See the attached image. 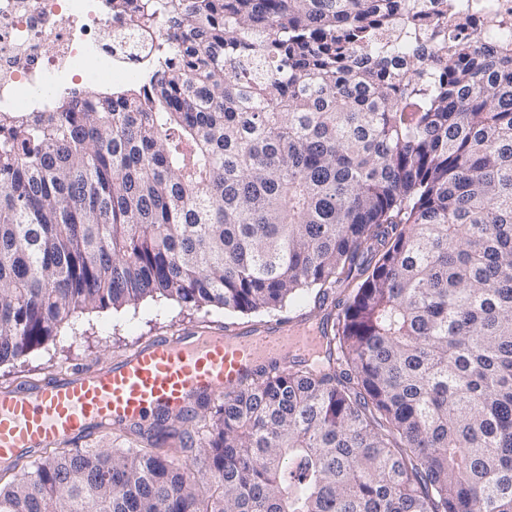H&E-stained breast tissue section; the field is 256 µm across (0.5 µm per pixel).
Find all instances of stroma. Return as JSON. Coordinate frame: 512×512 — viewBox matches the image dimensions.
I'll return each mask as SVG.
<instances>
[{"label": "stroma", "instance_id": "obj_1", "mask_svg": "<svg viewBox=\"0 0 512 512\" xmlns=\"http://www.w3.org/2000/svg\"><path fill=\"white\" fill-rule=\"evenodd\" d=\"M223 309L187 310L176 301L149 298L118 310L83 312L62 325L58 335L21 360L0 364V390L34 384L72 369L93 370L136 348L189 328H223Z\"/></svg>", "mask_w": 512, "mask_h": 512}]
</instances>
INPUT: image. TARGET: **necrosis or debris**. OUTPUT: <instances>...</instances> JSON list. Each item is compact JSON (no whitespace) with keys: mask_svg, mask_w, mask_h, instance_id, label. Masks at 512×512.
Masks as SVG:
<instances>
[{"mask_svg":"<svg viewBox=\"0 0 512 512\" xmlns=\"http://www.w3.org/2000/svg\"><path fill=\"white\" fill-rule=\"evenodd\" d=\"M104 2L0 0V109H40L76 81L138 68L136 46L99 36L121 27Z\"/></svg>","mask_w":512,"mask_h":512,"instance_id":"4bbe7bcc","label":"necrosis or debris"}]
</instances>
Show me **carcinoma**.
Segmentation results:
<instances>
[{
    "label": "carcinoma",
    "mask_w": 512,
    "mask_h": 512,
    "mask_svg": "<svg viewBox=\"0 0 512 512\" xmlns=\"http://www.w3.org/2000/svg\"><path fill=\"white\" fill-rule=\"evenodd\" d=\"M108 4L139 88L0 111V364L157 294L229 318L306 294L323 346L225 393L203 443L13 462L0 512H512V41L488 36L512 20Z\"/></svg>",
    "instance_id": "obj_1"
}]
</instances>
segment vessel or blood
Masks as SVG:
<instances>
[{
    "label": "vessel or blood",
    "instance_id": "vessel-or-blood-1",
    "mask_svg": "<svg viewBox=\"0 0 512 512\" xmlns=\"http://www.w3.org/2000/svg\"><path fill=\"white\" fill-rule=\"evenodd\" d=\"M314 341V330L292 320L229 334L188 330L90 372L0 390V463L115 424L137 427L186 413L194 401L220 399L259 370L287 368Z\"/></svg>",
    "mask_w": 512,
    "mask_h": 512
}]
</instances>
